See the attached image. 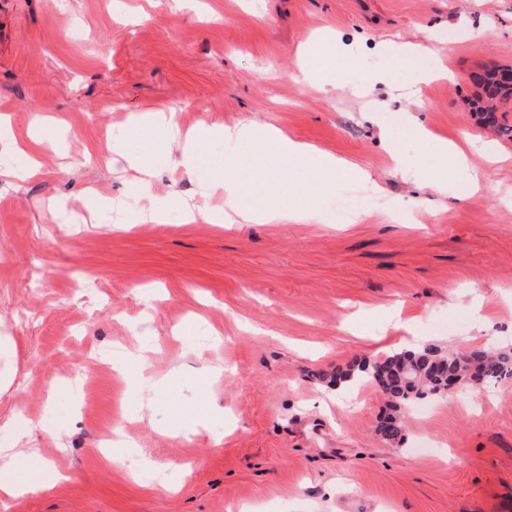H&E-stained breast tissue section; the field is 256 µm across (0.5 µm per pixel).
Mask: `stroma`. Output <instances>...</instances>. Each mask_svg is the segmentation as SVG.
<instances>
[{
    "instance_id": "35a3bbf8",
    "label": "stroma",
    "mask_w": 512,
    "mask_h": 512,
    "mask_svg": "<svg viewBox=\"0 0 512 512\" xmlns=\"http://www.w3.org/2000/svg\"><path fill=\"white\" fill-rule=\"evenodd\" d=\"M384 40L435 48L447 76L391 69ZM494 65L512 68V0H0V114L40 164L0 176V441L40 422L33 444L64 474L0 494V512H512V382L402 406L395 443L376 431L392 411L376 385L334 383L403 338L512 346V141L472 110V76ZM158 112L268 125L370 182L254 172L248 196L300 190L318 220L187 224L175 201L220 206L231 149L212 138L184 167L181 141L132 127ZM116 128L148 184L111 155ZM445 139L477 189L427 186ZM366 186L335 223L336 199ZM88 187L169 217L93 223Z\"/></svg>"
}]
</instances>
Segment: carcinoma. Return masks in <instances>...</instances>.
Here are the masks:
<instances>
[{"mask_svg": "<svg viewBox=\"0 0 512 512\" xmlns=\"http://www.w3.org/2000/svg\"><path fill=\"white\" fill-rule=\"evenodd\" d=\"M497 68L489 67L475 75L482 87L485 100L477 106L499 135L512 140V127L497 124V103L512 98L496 82ZM487 383L512 378V348L496 350L486 345H475L464 353L447 352L435 347H425L419 352H394L372 363L336 373V382L360 383L364 379L374 382L383 394L395 400L394 409L415 399L441 396L448 390V380L467 384L474 376ZM404 421L398 414L388 416L387 422L377 427V432L387 441L394 442L402 436Z\"/></svg>", "mask_w": 512, "mask_h": 512, "instance_id": "cac0c4a2", "label": "carcinoma"}]
</instances>
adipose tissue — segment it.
Masks as SVG:
<instances>
[{"instance_id":"obj_1","label":"adipose tissue","mask_w":512,"mask_h":512,"mask_svg":"<svg viewBox=\"0 0 512 512\" xmlns=\"http://www.w3.org/2000/svg\"><path fill=\"white\" fill-rule=\"evenodd\" d=\"M151 135L181 139L183 161L192 163L202 143L220 135L225 142L246 146L254 151L252 166L264 162L263 150H271L280 167L287 168L300 160H308L304 171L307 183H321L335 175L341 164L335 156L321 152L315 147L301 143L271 128L246 121L238 126L219 129L198 122L189 131H181L175 116L161 115L155 118L150 129ZM438 166L427 178L428 185L437 193L444 194L453 189L455 180L467 182L468 186L478 184V175L469 164L466 154L456 146L440 142L435 151ZM224 178L219 186L224 190V206L211 212L207 220L212 224H272L283 220L300 221L313 218L314 213L305 209L302 201L293 197L281 198L273 207L258 210L244 208L240 197L245 186L240 176V160L230 155L224 159ZM35 424L24 420L14 427L12 441L0 448V491L11 494L31 488L48 489L59 479L57 470L49 468L39 449L23 447Z\"/></svg>"}]
</instances>
